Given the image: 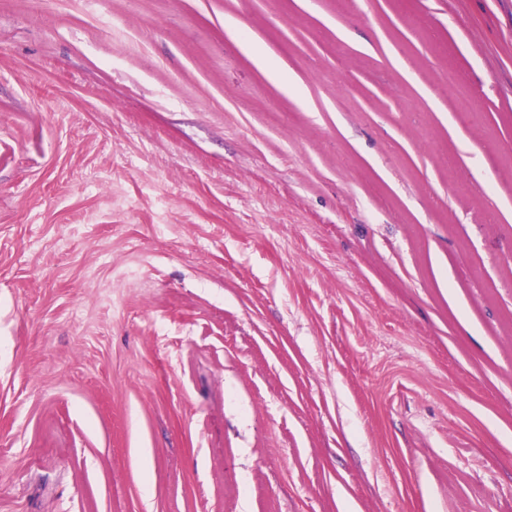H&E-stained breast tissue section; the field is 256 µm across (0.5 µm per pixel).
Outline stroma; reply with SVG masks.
<instances>
[{"label": "stroma", "mask_w": 512, "mask_h": 512, "mask_svg": "<svg viewBox=\"0 0 512 512\" xmlns=\"http://www.w3.org/2000/svg\"><path fill=\"white\" fill-rule=\"evenodd\" d=\"M344 497L512 512V0H0V512Z\"/></svg>", "instance_id": "stroma-1"}]
</instances>
